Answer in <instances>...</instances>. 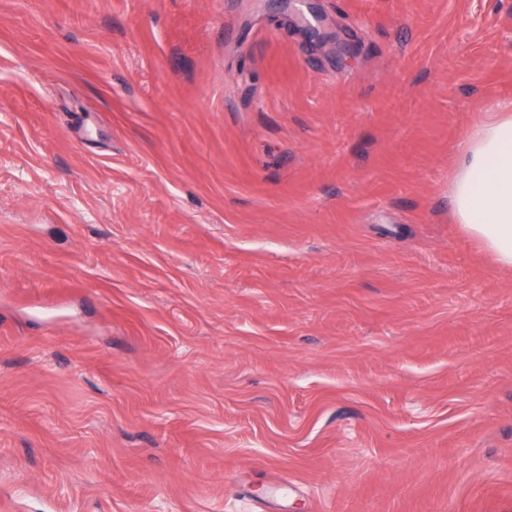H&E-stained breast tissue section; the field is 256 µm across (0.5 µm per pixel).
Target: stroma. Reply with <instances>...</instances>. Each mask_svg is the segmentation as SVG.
Masks as SVG:
<instances>
[{
	"instance_id": "stroma-1",
	"label": "stroma",
	"mask_w": 512,
	"mask_h": 512,
	"mask_svg": "<svg viewBox=\"0 0 512 512\" xmlns=\"http://www.w3.org/2000/svg\"><path fill=\"white\" fill-rule=\"evenodd\" d=\"M510 100L512 0H0V512H512ZM498 109L469 130L448 195L464 232L512 268V104Z\"/></svg>"
}]
</instances>
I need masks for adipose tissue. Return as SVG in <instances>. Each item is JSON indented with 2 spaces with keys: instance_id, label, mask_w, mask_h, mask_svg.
I'll return each instance as SVG.
<instances>
[{
  "instance_id": "adipose-tissue-1",
  "label": "adipose tissue",
  "mask_w": 512,
  "mask_h": 512,
  "mask_svg": "<svg viewBox=\"0 0 512 512\" xmlns=\"http://www.w3.org/2000/svg\"><path fill=\"white\" fill-rule=\"evenodd\" d=\"M448 195L464 232L512 268V105L469 130Z\"/></svg>"
}]
</instances>
